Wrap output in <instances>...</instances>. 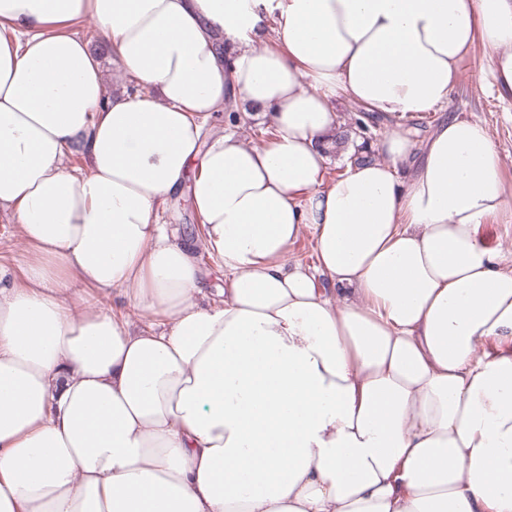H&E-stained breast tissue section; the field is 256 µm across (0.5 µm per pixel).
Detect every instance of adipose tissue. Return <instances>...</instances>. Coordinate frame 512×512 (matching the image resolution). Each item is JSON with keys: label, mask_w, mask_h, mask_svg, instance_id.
Returning a JSON list of instances; mask_svg holds the SVG:
<instances>
[{"label": "adipose tissue", "mask_w": 512, "mask_h": 512, "mask_svg": "<svg viewBox=\"0 0 512 512\" xmlns=\"http://www.w3.org/2000/svg\"><path fill=\"white\" fill-rule=\"evenodd\" d=\"M479 44L512 97V0H0V512H512V271L479 240L512 195L484 124L400 128ZM231 100L272 139L205 135ZM343 101L396 126L330 180ZM185 189L218 301L160 221ZM27 246L21 238L17 226L8 224L5 216L0 217V264L13 269L17 280L21 278L20 265ZM77 293L74 295L72 299V303L75 307L80 308L82 305V298H91V300H98L99 294L95 291L91 290H83L81 289V286H76ZM103 306L106 309H112L116 314H120L125 319H127L129 322L135 325L136 328H142L146 327L148 322L147 320L139 313L136 312L132 307H129L124 304V301L122 298H117L116 296H113L112 300V294L109 298H100Z\"/></svg>", "instance_id": "obj_1"}]
</instances>
